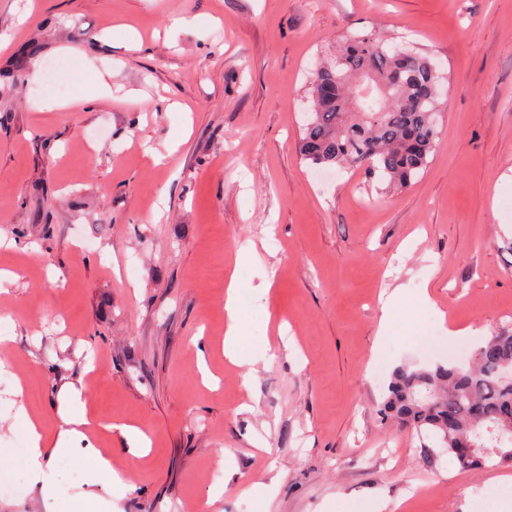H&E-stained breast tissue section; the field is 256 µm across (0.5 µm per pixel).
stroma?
Segmentation results:
<instances>
[{
  "label": "stroma",
  "instance_id": "obj_1",
  "mask_svg": "<svg viewBox=\"0 0 512 512\" xmlns=\"http://www.w3.org/2000/svg\"><path fill=\"white\" fill-rule=\"evenodd\" d=\"M348 34L445 76L437 150L391 195L362 168L318 182L299 155L310 72ZM60 59L72 93L55 99L43 66ZM88 63L111 67V95L75 81ZM0 270L17 276L0 295V512H188L211 491L208 512H474L469 489L512 467L427 461L435 438L379 409L397 367L452 359L423 338L463 329L462 364L512 324V0H0ZM232 278L240 349L275 351L250 380L224 356ZM399 285L381 345L379 297ZM18 377L52 442L62 387H80L128 488L85 499L75 452L46 468L51 498L27 493Z\"/></svg>",
  "mask_w": 512,
  "mask_h": 512
}]
</instances>
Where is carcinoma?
Returning <instances> with one entry per match:
<instances>
[{
  "label": "carcinoma",
  "instance_id": "carcinoma-1",
  "mask_svg": "<svg viewBox=\"0 0 512 512\" xmlns=\"http://www.w3.org/2000/svg\"><path fill=\"white\" fill-rule=\"evenodd\" d=\"M443 76L429 58L371 34L342 37L313 72L299 153L318 167H363L385 190L408 188L439 139ZM385 418L434 435L459 465L512 462V327L478 346L469 366L392 374Z\"/></svg>",
  "mask_w": 512,
  "mask_h": 512
}]
</instances>
